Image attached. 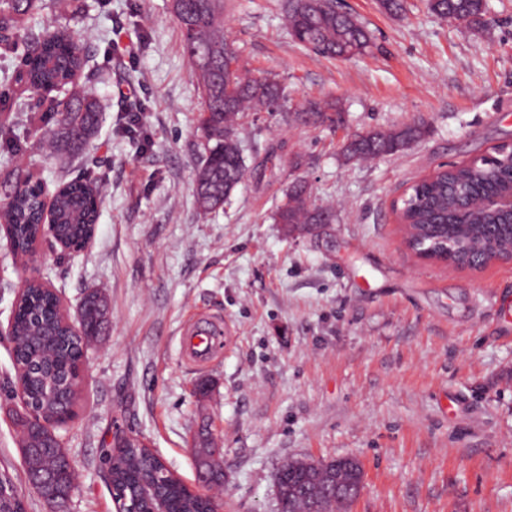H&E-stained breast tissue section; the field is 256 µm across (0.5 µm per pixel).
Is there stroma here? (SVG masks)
<instances>
[{
	"label": "stroma",
	"instance_id": "stroma-1",
	"mask_svg": "<svg viewBox=\"0 0 512 512\" xmlns=\"http://www.w3.org/2000/svg\"><path fill=\"white\" fill-rule=\"evenodd\" d=\"M285 0H224V34L242 68L278 74L289 109L251 113L240 129L243 182L202 214L193 182L201 96L171 0H70L31 16L27 32L85 38L81 83L102 110L77 166L105 187L95 234L80 252L41 246L34 260L0 253V322L37 276L77 312L108 301L104 336L87 349L75 414L60 431L76 467L67 512H115L101 450L139 435L184 482L207 429L223 448L222 512H279L277 468L291 459L359 460L364 484L348 512H512V262L455 269L419 259L392 202L442 163L512 141V0H488L492 22L470 31L407 0H338L371 38L350 60L296 45ZM136 63L112 50L115 32ZM145 109L123 128L127 93ZM335 101L342 124L305 126L306 101ZM421 122L407 152L345 163L355 133ZM52 120L27 128L15 164L56 186L62 161L42 144ZM283 156L299 157L295 171ZM304 179L331 224L286 232L273 220ZM222 317L227 345L205 370L180 358V331ZM15 371L0 336V465L22 467L9 416Z\"/></svg>",
	"mask_w": 512,
	"mask_h": 512
}]
</instances>
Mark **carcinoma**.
<instances>
[{
    "label": "carcinoma",
    "mask_w": 512,
    "mask_h": 512,
    "mask_svg": "<svg viewBox=\"0 0 512 512\" xmlns=\"http://www.w3.org/2000/svg\"><path fill=\"white\" fill-rule=\"evenodd\" d=\"M47 6L45 0H0V53H12L21 41V29L28 16ZM431 13L452 23L469 21L478 30L485 23L487 0H427ZM173 19L183 36V51L189 59L202 95L198 124L202 164L198 168L193 193L198 209L209 214L222 207L242 183L246 168L239 142V120L246 112H277L286 107L287 95L279 77L268 73L250 77L239 66L235 44L224 36V0H178L172 10ZM284 20L295 42L330 58L350 59L364 54L370 47L368 33L351 15L336 6V0H287ZM22 68L14 79L12 101L27 98L44 102L50 89L71 86L65 99L51 100L55 111V127L48 141L52 153L61 157L78 154L97 132L101 110L95 97L77 83L87 59L85 43L65 31H52L43 36H30ZM297 118L305 123L329 120L342 123V111L335 103H310ZM22 116L14 114L0 121V149L20 155L23 141L19 134ZM425 134L422 123L406 124L390 129L370 128L350 137L342 149L345 162L352 159L398 155L408 150ZM12 189L7 198L10 208L5 216L17 239L20 252L28 251L43 223L41 185L21 167L5 173ZM483 181L475 165L460 164L441 171L432 179L414 182L402 200L409 222L427 224L422 234L427 240H445L456 236L458 215L454 189H470ZM100 188L87 176H77L66 183L52 203L54 221L60 238L69 245H80L90 237L96 221ZM335 220L332 208L311 200L308 185L294 180L277 206L274 222L286 226L298 224H330ZM108 306L97 291L87 294L83 302L84 336L70 334L58 317L56 295L32 284L19 299L15 310L14 347L16 369L27 379L30 405L45 419L51 420L73 412L77 390L75 371L82 356V342H91L104 334ZM23 474L40 480L37 494L52 496L66 507L74 491V471L67 462L64 448H48L40 431L27 428L24 440ZM195 463L209 467L204 449L211 447V435L203 429L196 440ZM106 479L113 496L135 503L142 509L151 505L139 496L146 481L159 480L169 503L170 512H219L221 504L208 496H195L179 479L167 476L162 462L148 456L141 443L125 442L121 447L102 450ZM339 471L345 482L354 475L344 458L332 459L320 471L306 472L298 461L291 460L280 468L282 489L296 493L289 512H307L308 504L300 497L312 485L322 481L328 472ZM20 476L0 470V512H26L25 502L16 491Z\"/></svg>",
    "instance_id": "cac0c4a2"
}]
</instances>
